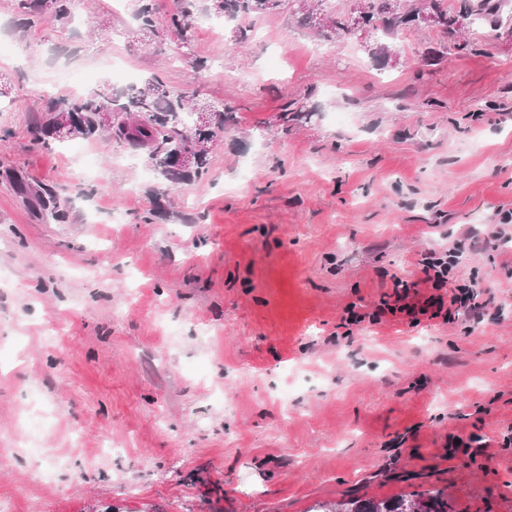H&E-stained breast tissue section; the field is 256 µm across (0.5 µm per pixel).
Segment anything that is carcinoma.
Here are the masks:
<instances>
[{
	"label": "carcinoma",
	"mask_w": 512,
	"mask_h": 512,
	"mask_svg": "<svg viewBox=\"0 0 512 512\" xmlns=\"http://www.w3.org/2000/svg\"><path fill=\"white\" fill-rule=\"evenodd\" d=\"M74 0H10V7L19 25L32 29L45 23H65L72 13ZM134 11L139 23L141 46L150 50L166 38H176L182 57L196 68L206 66V60L186 50L191 43L195 15L222 17L235 22L233 41L247 42L253 32L247 21L290 7V0H178V6L160 23L153 7L140 0ZM297 27L323 38H333L352 32L348 13L328 6V0H315L312 10L291 12ZM512 22V0H412L403 13L392 9L391 0H366L362 25L369 34L395 37L423 28L438 33L439 53L451 49L457 52H477L480 44L464 34L476 28L492 29ZM392 49L379 43L369 49L378 70L390 67ZM300 100L283 104L274 118V126L288 132L304 114ZM209 113L208 125L197 128L189 120L193 110ZM238 123L237 108L229 103L200 105L196 93L168 86L157 77L139 85L117 88L108 80L90 91L74 95H50L44 99L28 127L30 143L53 149L64 140H94L109 133L117 142L144 151L165 196L173 188L190 185L209 172L212 154L221 138L234 130ZM0 179L11 187L29 213L43 223L67 224L71 221L68 197L52 185L35 182L20 170L5 169ZM333 512H448V501L439 492L428 497L366 504L355 509H335Z\"/></svg>",
	"instance_id": "1"
}]
</instances>
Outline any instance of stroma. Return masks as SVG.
Returning a JSON list of instances; mask_svg holds the SVG:
<instances>
[{"mask_svg":"<svg viewBox=\"0 0 512 512\" xmlns=\"http://www.w3.org/2000/svg\"><path fill=\"white\" fill-rule=\"evenodd\" d=\"M114 0H75L74 20L0 28L15 47L0 78V168L62 188L68 224L36 221L0 182V500L13 512H329L348 500L439 490L453 512H512V252L466 250L457 276L491 286L503 319L438 314L432 284L397 297L421 255L468 231L485 238L512 210V32L441 60L428 30L391 40L376 70L358 36L325 40L288 12L237 45L230 24L193 29L205 69L175 40L137 46ZM231 102L238 125L207 178L167 193L143 223L157 178L125 146L28 144L45 80L73 93L113 62ZM311 121L281 132L286 99ZM248 169L250 179L236 176ZM58 338L47 344L48 326ZM63 463L35 482L23 453Z\"/></svg>","mask_w":512,"mask_h":512,"instance_id":"35a3bbf8","label":"stroma"}]
</instances>
